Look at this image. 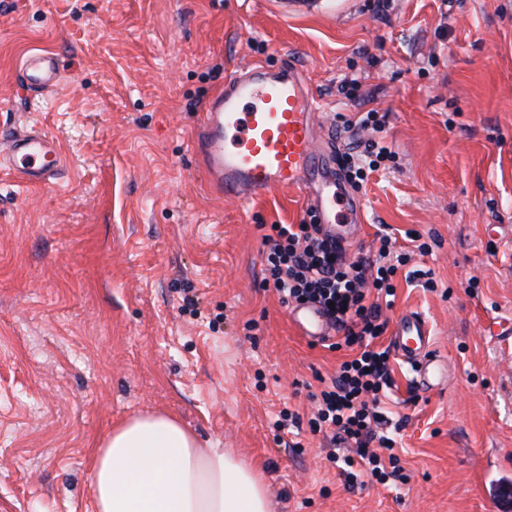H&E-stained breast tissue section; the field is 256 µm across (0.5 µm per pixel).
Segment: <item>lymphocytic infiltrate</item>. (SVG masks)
Segmentation results:
<instances>
[{"mask_svg":"<svg viewBox=\"0 0 512 512\" xmlns=\"http://www.w3.org/2000/svg\"><path fill=\"white\" fill-rule=\"evenodd\" d=\"M394 156L388 145L370 138L362 153L344 155L340 164L351 185L359 188L369 172ZM379 243L376 255L348 259L314 221L274 224L263 237L266 284L283 304L324 308L346 347L355 351L316 394L317 414L310 423L312 431L327 433L331 444L348 445L350 452L340 462L350 483L357 478V468L382 479L386 465L398 461L395 439L377 432L390 422L381 403L391 384V353L377 347L376 341L388 326L382 302L395 296L393 278L409 255L397 250L390 235L380 236Z\"/></svg>","mask_w":512,"mask_h":512,"instance_id":"obj_1","label":"lymphocytic infiltrate"}]
</instances>
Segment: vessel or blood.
<instances>
[{"mask_svg": "<svg viewBox=\"0 0 512 512\" xmlns=\"http://www.w3.org/2000/svg\"><path fill=\"white\" fill-rule=\"evenodd\" d=\"M20 77L27 87L46 92L59 84L62 67L54 56L32 54L23 61ZM316 116L314 96L295 66L251 64L212 98L192 149L219 197L246 202L283 189L307 193L325 230L346 248L362 220V207L335 171V143L317 141ZM0 166L15 169L37 187L55 178L63 157L45 133L22 130L0 150ZM292 318L311 340L331 334L316 308H299ZM391 348L414 369L418 388L440 387L443 363L432 348V328L420 313L399 318Z\"/></svg>", "mask_w": 512, "mask_h": 512, "instance_id": "b4317fda", "label": "vessel or blood"}]
</instances>
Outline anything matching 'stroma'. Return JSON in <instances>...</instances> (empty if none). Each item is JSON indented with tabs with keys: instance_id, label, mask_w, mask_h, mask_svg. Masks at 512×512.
Listing matches in <instances>:
<instances>
[{
	"instance_id": "1",
	"label": "stroma",
	"mask_w": 512,
	"mask_h": 512,
	"mask_svg": "<svg viewBox=\"0 0 512 512\" xmlns=\"http://www.w3.org/2000/svg\"><path fill=\"white\" fill-rule=\"evenodd\" d=\"M44 52L49 94L19 77ZM286 61L341 151L343 120L384 117L396 158L357 193L351 254L386 227L430 246L410 263L434 289L396 275L385 315L427 317L450 374L424 393L392 359L383 483L348 485L309 426L350 350L302 336L262 284L266 226L306 220V199H219L191 151L233 72ZM26 128L64 167L40 188L0 167V512H92L95 448L143 412L233 450L272 512H501L512 334L486 326L512 322V0H0V144ZM285 408L300 433L276 428ZM20 77L30 89L47 92L59 84L62 67L58 58L52 55L31 54L22 63Z\"/></svg>"
}]
</instances>
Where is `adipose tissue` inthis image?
Wrapping results in <instances>:
<instances>
[{"label":"adipose tissue","instance_id":"ef3b65f1","mask_svg":"<svg viewBox=\"0 0 512 512\" xmlns=\"http://www.w3.org/2000/svg\"><path fill=\"white\" fill-rule=\"evenodd\" d=\"M94 512H271L262 476L160 413L116 426L92 469Z\"/></svg>","mask_w":512,"mask_h":512}]
</instances>
